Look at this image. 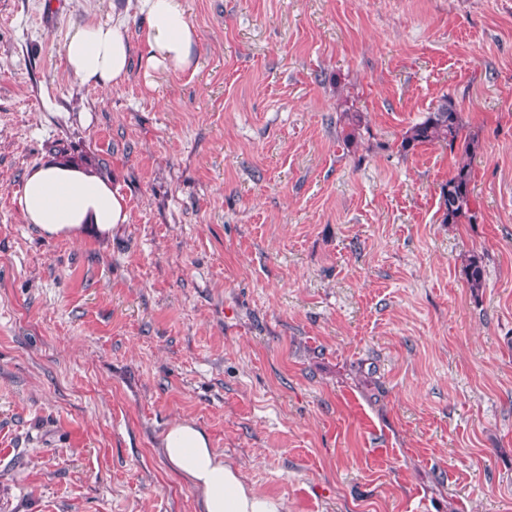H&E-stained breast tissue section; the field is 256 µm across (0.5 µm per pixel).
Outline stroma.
<instances>
[{"label": "stroma", "instance_id": "1", "mask_svg": "<svg viewBox=\"0 0 512 512\" xmlns=\"http://www.w3.org/2000/svg\"><path fill=\"white\" fill-rule=\"evenodd\" d=\"M184 2L198 66L148 74L127 0H0V512H200L182 419L288 512H512V0ZM116 13L129 79L79 84ZM445 96L476 151H402ZM51 156L111 238L24 223ZM132 46L121 19L78 25L68 35L63 54L69 74L82 85L110 90L129 77ZM18 206L25 223L50 238L108 237L129 219L125 197L107 178L52 158L27 171ZM471 171L468 163L458 165L454 174L442 185L440 206L443 223L456 224L471 211Z\"/></svg>", "mask_w": 512, "mask_h": 512}]
</instances>
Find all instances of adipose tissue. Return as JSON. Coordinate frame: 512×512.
I'll use <instances>...</instances> for the list:
<instances>
[{
  "instance_id": "1",
  "label": "adipose tissue",
  "mask_w": 512,
  "mask_h": 512,
  "mask_svg": "<svg viewBox=\"0 0 512 512\" xmlns=\"http://www.w3.org/2000/svg\"><path fill=\"white\" fill-rule=\"evenodd\" d=\"M136 8L146 22V70L196 68L198 36L183 0H136ZM131 52L118 18L76 26L63 46L69 74L80 84L102 90L128 79ZM18 206L25 223L50 238L73 239L87 232L107 237L129 219L125 197L107 178L52 158L27 171ZM161 452L167 465L195 489L202 512H288L284 498L256 492L194 422L170 425L162 436Z\"/></svg>"
}]
</instances>
